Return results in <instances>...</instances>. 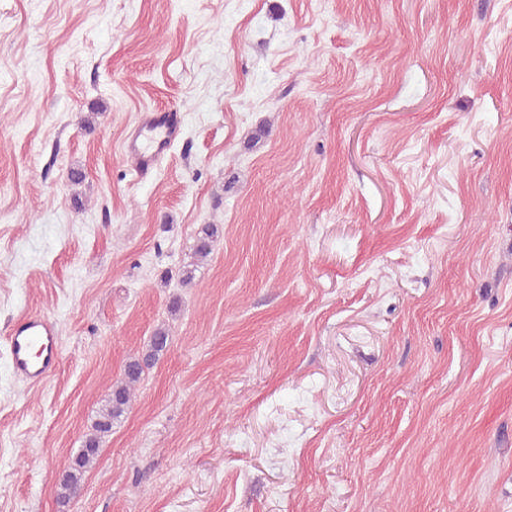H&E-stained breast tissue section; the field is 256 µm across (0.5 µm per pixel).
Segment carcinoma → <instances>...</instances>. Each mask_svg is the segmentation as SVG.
Listing matches in <instances>:
<instances>
[{"instance_id":"cac0c4a2","label":"carcinoma","mask_w":512,"mask_h":512,"mask_svg":"<svg viewBox=\"0 0 512 512\" xmlns=\"http://www.w3.org/2000/svg\"><path fill=\"white\" fill-rule=\"evenodd\" d=\"M218 235L215 224H205L198 232L194 253L200 259L208 258L212 253L214 239ZM169 341L166 329L160 328L152 336L145 353L132 358L125 364L124 377L112 387L105 399V404L98 412L93 432L86 437L81 448L67 471L56 485L57 499L65 503L80 487L84 473L96 460L99 453V440L102 435L112 430V425L129 409L132 401V390L143 378L145 370L165 351Z\"/></svg>"}]
</instances>
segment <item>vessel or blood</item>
<instances>
[{
  "instance_id": "1",
  "label": "vessel or blood",
  "mask_w": 512,
  "mask_h": 512,
  "mask_svg": "<svg viewBox=\"0 0 512 512\" xmlns=\"http://www.w3.org/2000/svg\"><path fill=\"white\" fill-rule=\"evenodd\" d=\"M180 134V114L168 108L143 113L124 143L132 161V175L149 176ZM10 363L16 376L28 384L43 382L59 363L56 326L43 315H31L9 332Z\"/></svg>"
}]
</instances>
